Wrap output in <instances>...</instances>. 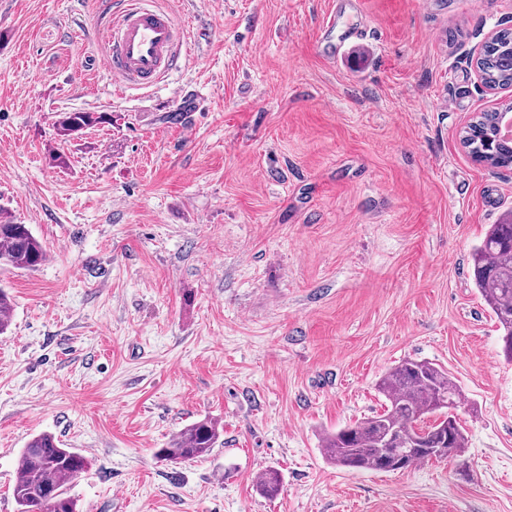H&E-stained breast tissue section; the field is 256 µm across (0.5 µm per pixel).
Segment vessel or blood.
<instances>
[{
  "instance_id": "b4317fda",
  "label": "vessel or blood",
  "mask_w": 512,
  "mask_h": 512,
  "mask_svg": "<svg viewBox=\"0 0 512 512\" xmlns=\"http://www.w3.org/2000/svg\"><path fill=\"white\" fill-rule=\"evenodd\" d=\"M103 9L112 17L103 65L117 85L146 89L178 68L186 40L169 13L152 6L150 0H105ZM361 37V30L354 25L337 33L336 23L331 20L325 25L321 49L332 61L337 48L347 47Z\"/></svg>"
}]
</instances>
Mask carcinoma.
Wrapping results in <instances>:
<instances>
[{"label":"carcinoma","instance_id":"carcinoma-1","mask_svg":"<svg viewBox=\"0 0 512 512\" xmlns=\"http://www.w3.org/2000/svg\"><path fill=\"white\" fill-rule=\"evenodd\" d=\"M476 67L491 88L512 86V29L496 32L482 46ZM512 104L482 112L463 130V144L476 161L492 168H512V140L495 137L496 114ZM95 112H63L59 135L76 138L83 130L102 123ZM46 257L42 243L26 224L4 216L0 209V267L32 270ZM475 287L503 330L505 357L512 361V219L493 224L471 253ZM12 299L0 288V334L10 327ZM378 391L385 398L383 412L357 421L322 441L324 454L336 465L357 470L383 471L384 455H397L405 464L458 457L467 445L459 419L451 413L460 403L461 391L448 371L427 361L407 359L380 379ZM220 431L215 422L202 419L175 434L158 455L171 462H187L207 456ZM87 459L60 447L50 433L34 436L22 449L17 463L19 476L13 496L19 512H77L76 501L64 488L85 470ZM282 477L269 469L258 480L267 497L278 494Z\"/></svg>","mask_w":512,"mask_h":512}]
</instances>
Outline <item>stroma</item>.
I'll return each instance as SVG.
<instances>
[{"label":"stroma","mask_w":512,"mask_h":512,"mask_svg":"<svg viewBox=\"0 0 512 512\" xmlns=\"http://www.w3.org/2000/svg\"><path fill=\"white\" fill-rule=\"evenodd\" d=\"M152 2L187 53L119 90L99 0H0V207L47 250L0 267V512L42 432L90 462L81 512H512V362L470 276L512 169L461 141L512 101L475 65L512 0H361L368 36L333 64L334 0ZM61 112L107 120L63 144ZM405 359L461 387V456L327 461L324 434L382 412ZM204 418L208 456H158Z\"/></svg>","instance_id":"stroma-1"}]
</instances>
